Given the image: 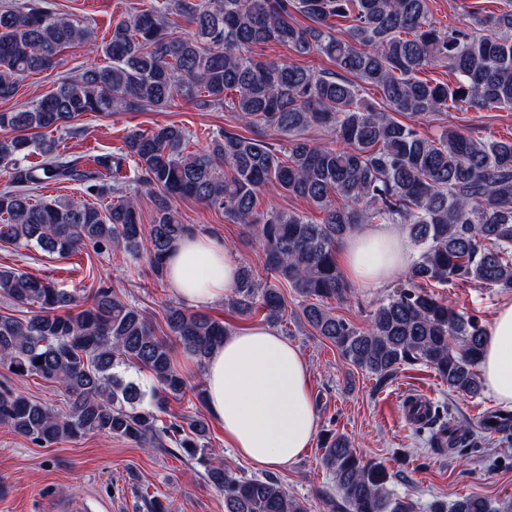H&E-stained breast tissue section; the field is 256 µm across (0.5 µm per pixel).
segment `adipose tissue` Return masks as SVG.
I'll return each mask as SVG.
<instances>
[{
    "label": "adipose tissue",
    "mask_w": 512,
    "mask_h": 512,
    "mask_svg": "<svg viewBox=\"0 0 512 512\" xmlns=\"http://www.w3.org/2000/svg\"><path fill=\"white\" fill-rule=\"evenodd\" d=\"M409 255L397 224H365L342 243L340 265L350 282L378 285L404 270ZM239 268L222 240L195 234L181 240L168 263L167 282L186 302L207 307L234 287ZM484 385L512 407V304L501 307L481 360ZM206 407L225 440L261 469H282L310 448L318 419L309 367L276 329L247 326L225 337L203 369Z\"/></svg>",
    "instance_id": "1"
}]
</instances>
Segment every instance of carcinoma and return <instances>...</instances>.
<instances>
[{"instance_id":"carcinoma-1","label":"carcinoma","mask_w":512,"mask_h":512,"mask_svg":"<svg viewBox=\"0 0 512 512\" xmlns=\"http://www.w3.org/2000/svg\"><path fill=\"white\" fill-rule=\"evenodd\" d=\"M507 8L468 11V23L440 27L428 0H148L123 13L109 40L56 11L50 0H7L0 5V101L13 99L20 80L58 64L59 54L86 43L109 63L62 79L36 103L0 112V240L61 257L90 246L114 248L137 260L146 253L156 283L177 243L197 231L172 202L194 199L251 230L262 246L272 280L248 271L226 297L231 311L258 313L271 325L288 321L286 285L302 298V320L332 343L340 356L385 383L401 366L422 362L448 388L471 397L481 391L477 373L487 330L455 311L428 284L478 283L512 288V141H485L457 130L426 137L393 114L424 118L467 107L512 109V0ZM304 15L300 25L295 14ZM336 17L350 21L347 36L327 32ZM192 27L175 33L179 20ZM281 45L295 55L326 56L333 70L267 58ZM442 66L455 82L420 74ZM376 87L386 107L361 97ZM177 99L202 109H224L258 129L252 137L224 130L207 147L189 151L190 132L178 125L126 133L121 153L94 163L112 173L116 201L105 208L32 200L37 187L80 180L88 194L106 185L78 169L47 137L87 112L163 110ZM316 125L332 143L303 137ZM288 136L278 149L263 131ZM36 154L41 160L33 162ZM138 178L123 187V163ZM268 186L302 199L323 213L315 222L269 205L258 208ZM157 198L144 228L138 197ZM360 224H402L417 248L407 282L374 310L359 329L325 305L348 296L336 265L339 244ZM0 297L32 309L22 319L0 315V364L20 379L37 376L60 387L57 410L13 389L0 391V425L43 447L64 439L106 435L142 447L183 450L206 464L207 483L224 495V512H307L275 477H245L204 456L208 422L200 413L164 418L169 399L187 391L173 362V345L198 365L229 335L224 322L180 304L165 309L172 336H159L139 307L114 288L95 290L79 307L75 293L49 278L0 267ZM144 372L151 386L127 376ZM438 406L417 431L452 450L476 445L465 424L448 427ZM483 433L512 435V413L494 410ZM322 465L339 499L329 512H415L412 500L386 489L388 475L361 457L349 438H325ZM429 512H512V499L496 506L471 495L435 500Z\"/></svg>"}]
</instances>
